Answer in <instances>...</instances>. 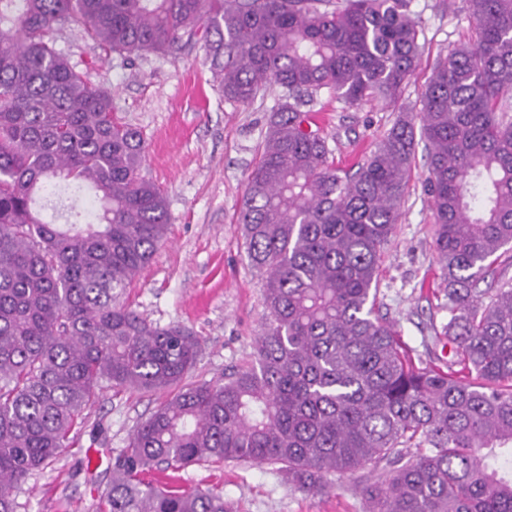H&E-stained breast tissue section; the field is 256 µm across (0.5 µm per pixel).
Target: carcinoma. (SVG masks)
<instances>
[{"instance_id": "1", "label": "carcinoma", "mask_w": 512, "mask_h": 512, "mask_svg": "<svg viewBox=\"0 0 512 512\" xmlns=\"http://www.w3.org/2000/svg\"><path fill=\"white\" fill-rule=\"evenodd\" d=\"M0 0V512L68 447L104 388L172 387L112 463L104 512H231L224 495L146 481L203 462L273 464L303 492L368 471L366 512H512V279L480 288L512 248V0H468L470 38L436 64L419 109L355 172L313 118L323 89L396 105L421 54L411 0ZM62 23L106 51L200 46L224 99L286 90L248 177L240 223L263 277L251 359L187 383L200 343L121 295L167 232L145 141L56 49ZM455 360L419 367L375 314L416 139ZM89 184L92 221L38 201Z\"/></svg>"}]
</instances>
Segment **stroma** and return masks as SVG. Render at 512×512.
<instances>
[{
    "instance_id": "35a3bbf8",
    "label": "stroma",
    "mask_w": 512,
    "mask_h": 512,
    "mask_svg": "<svg viewBox=\"0 0 512 512\" xmlns=\"http://www.w3.org/2000/svg\"><path fill=\"white\" fill-rule=\"evenodd\" d=\"M411 11L422 51L401 102L413 107L437 62L470 37L472 19L467 0H412ZM56 47L92 85L108 92L119 121L142 132L147 145L143 173L166 195V238L126 288L123 302L155 324L180 323L199 338L201 353L189 382L223 379L250 360L265 318L263 280L248 263L239 218L247 179L282 89H267L245 106L225 100L197 46L175 57L149 52L128 58L103 51L65 24L57 31ZM308 109L337 165L351 171L401 117L375 101L346 106L325 89ZM427 177L426 152L420 147L401 221L382 256L377 314L414 356L442 365L452 351L432 338L434 328L447 323L448 312ZM170 397L167 391L103 390L83 412L64 453L24 485L18 512H99L113 458L127 450L136 428ZM149 478L223 492L232 512L364 510L352 474L335 490L317 495L294 489L268 464L210 462L155 470Z\"/></svg>"
}]
</instances>
